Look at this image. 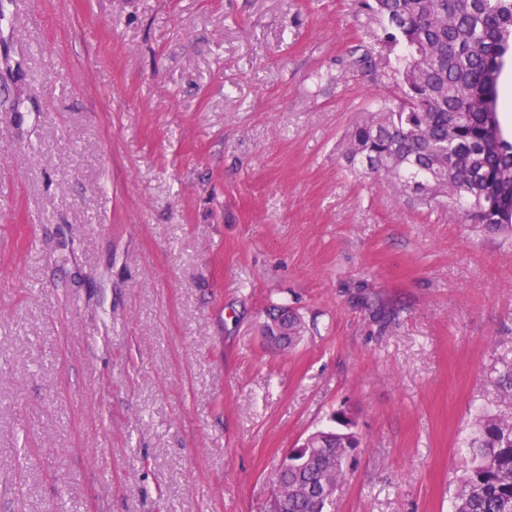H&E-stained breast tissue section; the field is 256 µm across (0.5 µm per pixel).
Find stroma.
Segmentation results:
<instances>
[{
    "mask_svg": "<svg viewBox=\"0 0 512 512\" xmlns=\"http://www.w3.org/2000/svg\"><path fill=\"white\" fill-rule=\"evenodd\" d=\"M389 59L356 0H0V512H264L343 406L330 512H450L512 240L345 172Z\"/></svg>",
    "mask_w": 512,
    "mask_h": 512,
    "instance_id": "stroma-1",
    "label": "stroma"
}]
</instances>
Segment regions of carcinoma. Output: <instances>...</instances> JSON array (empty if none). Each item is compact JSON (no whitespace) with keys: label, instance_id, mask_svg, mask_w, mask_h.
<instances>
[{"label":"carcinoma","instance_id":"obj_1","mask_svg":"<svg viewBox=\"0 0 512 512\" xmlns=\"http://www.w3.org/2000/svg\"><path fill=\"white\" fill-rule=\"evenodd\" d=\"M397 51L399 95L383 98L352 125L343 157L355 175L374 174L420 204L448 206L483 234L512 236V141L497 113L498 76L512 51V0H360ZM288 349L304 336L297 313L282 324ZM313 433L271 478L278 512H326L360 452L356 422ZM470 466L458 478L452 512H512V366L492 410L479 415Z\"/></svg>","mask_w":512,"mask_h":512}]
</instances>
